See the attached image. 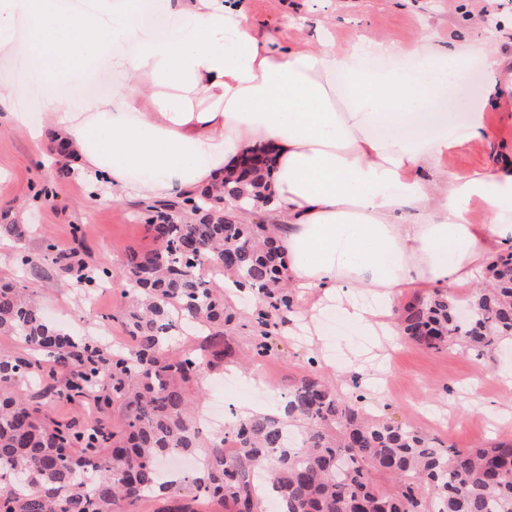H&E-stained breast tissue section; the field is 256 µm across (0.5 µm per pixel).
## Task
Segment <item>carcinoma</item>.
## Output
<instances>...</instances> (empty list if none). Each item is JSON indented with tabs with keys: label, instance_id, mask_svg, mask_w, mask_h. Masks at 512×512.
<instances>
[{
	"label": "carcinoma",
	"instance_id": "1",
	"mask_svg": "<svg viewBox=\"0 0 512 512\" xmlns=\"http://www.w3.org/2000/svg\"><path fill=\"white\" fill-rule=\"evenodd\" d=\"M274 161L255 158L248 176L229 177L178 201L146 205L154 247L128 256L121 275L134 308L126 316L133 347L110 355L48 321L25 287L0 284V332L24 340L53 361L45 371L29 354L0 357V512H129L158 492L160 512H195L198 498L216 500L228 512H263L269 494L282 512H512V441L485 448H441L412 428L366 417L315 374L302 376L285 395L287 419L252 416L215 437L196 473L162 478L159 466L172 454H195L199 430L187 391L192 379L224 366L233 347L224 342L225 288L200 276L224 275L215 257L230 250L240 289L264 303L250 357L273 355L269 313L291 310L277 239L264 224L239 213L272 202ZM185 210V222L169 213ZM49 260L85 288L110 280L102 269L85 273L77 251L20 255L33 270ZM489 282L461 302L437 290L403 306L404 336L440 351L451 346L491 352L512 340V252L489 264ZM203 328L217 349L207 357L170 351L183 328ZM39 376L46 393L59 399L91 397L107 407L122 405L120 425L98 419L60 424L45 405L17 391ZM64 377L58 384L57 377ZM234 444L224 447L226 441ZM408 478L405 489L383 492L374 476Z\"/></svg>",
	"mask_w": 512,
	"mask_h": 512
}]
</instances>
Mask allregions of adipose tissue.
I'll list each match as a JSON object with an SVG mask.
<instances>
[{"label":"adipose tissue","mask_w":512,"mask_h":512,"mask_svg":"<svg viewBox=\"0 0 512 512\" xmlns=\"http://www.w3.org/2000/svg\"><path fill=\"white\" fill-rule=\"evenodd\" d=\"M175 37L143 24L142 0H0V47L24 50L39 76L27 110L0 85V121L32 142L53 133L80 162L89 192L172 199L239 171L271 151V224L288 256L290 288L309 311L332 304L356 336L394 342L411 288L468 292L512 251V161L466 173L448 150L464 125L482 139L484 110L512 99V71L480 46L488 82L462 111L442 106L468 60L458 46L415 43L414 75L374 65L397 44L367 40L369 63L336 52L328 29L281 51L258 34L243 0H167ZM107 59L124 80L109 94L70 93L77 68ZM344 89H337V75ZM480 203L483 223L470 207ZM371 303H363V296Z\"/></svg>","instance_id":"ef3b65f1"}]
</instances>
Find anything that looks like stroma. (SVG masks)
<instances>
[{
  "label": "stroma",
  "instance_id": "stroma-1",
  "mask_svg": "<svg viewBox=\"0 0 512 512\" xmlns=\"http://www.w3.org/2000/svg\"><path fill=\"white\" fill-rule=\"evenodd\" d=\"M249 16L260 33L275 35L281 49L313 38L317 26L332 27L334 45L343 52L360 37L389 39L407 47L427 36L432 41L469 44L485 24L496 23L499 48L512 54V0H247ZM482 141L451 150L448 163L463 172L492 167L512 158V107H497L485 115ZM63 158L53 142L32 145L17 130L0 128V224H23L24 240L0 235V280L34 291L44 314L56 324L115 353L131 348L122 315L131 306L121 276L128 252H144L153 241L147 217L136 198L115 202L109 189L92 197L79 179L59 177ZM50 202H43V194ZM80 234H73V227ZM58 251L79 249L90 268H108L112 282L86 296L70 276L52 264L40 274L21 266L19 251L40 253L46 242ZM321 333L328 357L345 362L368 351L372 337L353 336L335 311H324ZM274 355L249 373L228 363L223 373H207L187 386L201 394L204 404L229 399L238 406L256 405L255 383L276 394L309 368L311 348L299 336L273 333ZM488 358L454 348L436 352L405 339L386 358L388 372L380 386L368 388L363 410L369 416L408 425L455 448H477L492 441L512 440V391L501 385L512 374V343ZM236 376L233 390H225L224 376ZM49 414L60 422L104 417L120 423V405L99 412L91 400L48 399Z\"/></svg>",
  "mask_w": 512,
  "mask_h": 512
}]
</instances>
